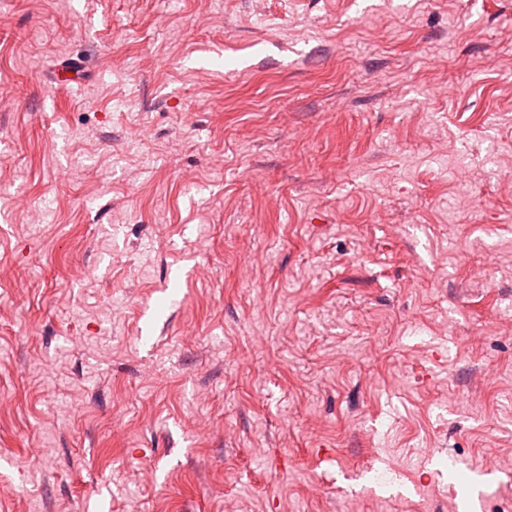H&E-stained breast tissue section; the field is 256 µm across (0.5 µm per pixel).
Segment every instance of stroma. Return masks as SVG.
Masks as SVG:
<instances>
[{
  "mask_svg": "<svg viewBox=\"0 0 512 512\" xmlns=\"http://www.w3.org/2000/svg\"><path fill=\"white\" fill-rule=\"evenodd\" d=\"M0 88V512H512V0H0Z\"/></svg>",
  "mask_w": 512,
  "mask_h": 512,
  "instance_id": "obj_1",
  "label": "stroma"
}]
</instances>
